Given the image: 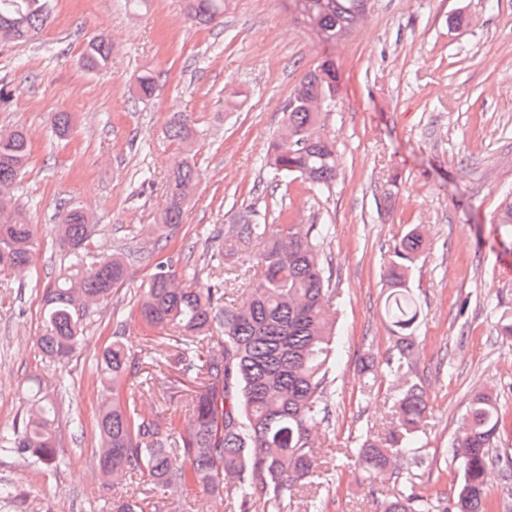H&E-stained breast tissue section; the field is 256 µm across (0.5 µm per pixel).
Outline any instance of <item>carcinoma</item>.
I'll use <instances>...</instances> for the list:
<instances>
[{
	"label": "carcinoma",
	"instance_id": "carcinoma-1",
	"mask_svg": "<svg viewBox=\"0 0 512 512\" xmlns=\"http://www.w3.org/2000/svg\"><path fill=\"white\" fill-rule=\"evenodd\" d=\"M370 0H305L323 40L344 38ZM189 20L209 26L224 17V0H185ZM51 20L49 0H0V43L28 42ZM112 49L105 37L90 40L80 57L89 71L105 68ZM322 94L336 102V73L322 65L300 79L284 109L283 126L291 140L276 136L265 166L296 175L312 188L329 191L339 174L336 146L321 116L304 99ZM168 137L179 155L168 182L167 198L154 223L142 228L146 246L137 261L154 273L140 289L137 313L150 331L169 332L172 354L164 364L131 354L119 330L96 359L102 392L95 419L100 439L98 471L140 476L148 493L160 488L180 496L190 488L227 496L239 512H284L299 495L317 506L323 475L313 435L329 419L320 399L332 383L336 310L331 275L323 260L325 229L316 224H259L247 219L224 226V241L247 246L259 242L242 269L225 262L219 244L181 272L172 270L165 251L181 226L185 208L195 197L193 159L196 135L185 115L173 117ZM30 156L20 130L0 131V275L27 272L40 285L33 265L38 228L16 203L13 189ZM56 225L64 249L58 275L45 288L43 329L38 345L49 360L61 364L76 353L90 303L109 299L129 277V260L121 254L90 261L87 245L95 225L84 208L64 201ZM423 238L413 226L395 247L385 277V314L396 336L397 353L386 362V375L401 381L390 430L367 436L359 454L366 479L380 477L397 457L414 454L419 423L428 408L425 392L408 379L414 334L422 315L409 287ZM175 366L197 384L185 404L167 416L146 417L136 410L129 386L168 384L164 366ZM56 402L36 391L11 427L0 431V456L17 457L37 469H58L65 461L56 445ZM502 422L496 400L475 393L458 424L451 460L462 470L453 500L454 512H489L485 476L497 465L512 477V457L493 452ZM414 474L386 498L381 512H435L439 506L414 492Z\"/></svg>",
	"mask_w": 512,
	"mask_h": 512
}]
</instances>
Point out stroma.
<instances>
[{
  "mask_svg": "<svg viewBox=\"0 0 512 512\" xmlns=\"http://www.w3.org/2000/svg\"><path fill=\"white\" fill-rule=\"evenodd\" d=\"M48 26L33 41L0 45V129L28 133L30 160L14 189L39 229L34 261L57 271L58 205L79 202L96 231L90 258L143 246L178 154L169 120L188 114L198 132L197 197L173 238L171 254L206 251L213 235L254 209L261 222L285 214L292 224L328 228L325 267L336 290L334 381L322 397L330 418L317 434L328 465L322 512H379L415 472L424 496H452L462 474L451 463L458 420L471 396L492 393L505 423L494 448L512 454V338L499 335L496 311L512 306V229L496 224L512 194V0H372L367 19L327 43L300 22L289 0H228L222 22L196 27L182 0H52ZM105 35L107 68L85 71L87 40ZM336 72V105L325 124L339 176L320 194L263 162L302 75ZM153 71L155 91L138 97L136 77ZM71 113L66 136L55 113ZM418 225L424 251L409 285L422 317L410 377L428 409L420 461L399 460L387 476L364 481L356 450L390 426L397 391L369 382L361 360L385 364L395 337L385 317L384 274L396 245ZM151 268L134 264L109 302L90 305L77 352L62 367L42 355V291L0 277V428L11 424L34 387L58 402L60 469L37 470L0 458V484L16 498L1 512H111L137 501L140 512H234L227 499L187 491L145 497L137 479L102 481L94 414L92 357L114 328L132 352L152 344L133 304ZM168 391L138 390L145 415L180 406L193 389L169 371Z\"/></svg>",
  "mask_w": 512,
  "mask_h": 512,
  "instance_id": "35a3bbf8",
  "label": "stroma"
}]
</instances>
